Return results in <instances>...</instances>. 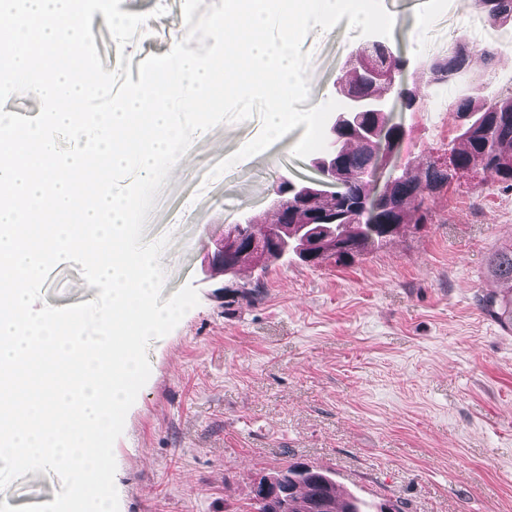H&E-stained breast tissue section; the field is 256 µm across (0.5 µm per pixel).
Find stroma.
I'll return each instance as SVG.
<instances>
[{
	"instance_id": "stroma-1",
	"label": "stroma",
	"mask_w": 512,
	"mask_h": 512,
	"mask_svg": "<svg viewBox=\"0 0 512 512\" xmlns=\"http://www.w3.org/2000/svg\"><path fill=\"white\" fill-rule=\"evenodd\" d=\"M164 5L125 50L102 13L91 30L105 70L118 53L133 64L164 55L186 32L182 0H122L140 14ZM395 25L385 43L404 68L401 88L428 95L397 107L405 136L387 172L421 161L446 163L460 122L449 99L475 102L512 92V19L488 22L469 0H382ZM427 29L414 32L418 15ZM367 42L340 20L302 42L314 107L341 100L348 63ZM465 51L466 67L433 83L426 65ZM495 48L484 58L483 48ZM259 116L195 135L190 158L168 176L142 240L170 237L160 263L169 299L192 285L199 303L151 341V373L114 444L119 512H247L256 480L303 463L330 473L366 502L398 512H512V329L481 306L499 292L486 274L512 243V188L482 172L455 176L411 211L381 246L339 265L284 256L269 267L211 276L208 257L229 225L256 215L274 222L282 182L318 179L314 156L291 149L297 126L269 151L241 160L229 176L218 162L254 140ZM81 267L58 264L42 288L49 306L97 298ZM54 473L30 472L0 491L12 507L53 501Z\"/></svg>"
}]
</instances>
